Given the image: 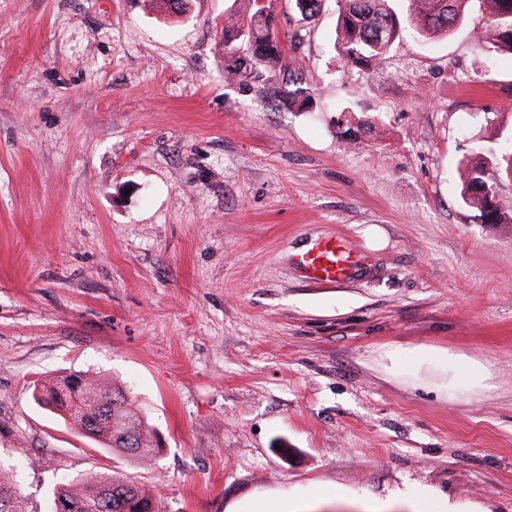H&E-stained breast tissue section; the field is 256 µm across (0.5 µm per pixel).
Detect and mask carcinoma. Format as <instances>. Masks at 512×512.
Returning <instances> with one entry per match:
<instances>
[{"mask_svg": "<svg viewBox=\"0 0 512 512\" xmlns=\"http://www.w3.org/2000/svg\"><path fill=\"white\" fill-rule=\"evenodd\" d=\"M325 0H289L303 17L317 15ZM403 16L388 0H344L336 19L334 47L346 62L366 67L385 59L406 27L423 39L444 37L462 25L471 0H401ZM488 16L489 34L482 38L490 52L512 55V0H477ZM282 62L276 16L265 0H250L246 15L224 21V74L227 78L274 71ZM461 198L485 223L501 220L493 203L497 180L512 176V140L499 148H480L461 163ZM38 404L59 415L102 448L121 452L141 466L153 465L161 453L144 415L127 399L115 379L83 374L48 377L33 386ZM11 467L0 461V512H24L23 496L8 477ZM52 512H156L155 496L111 473L64 479L52 492Z\"/></svg>", "mask_w": 512, "mask_h": 512, "instance_id": "obj_1", "label": "carcinoma"}]
</instances>
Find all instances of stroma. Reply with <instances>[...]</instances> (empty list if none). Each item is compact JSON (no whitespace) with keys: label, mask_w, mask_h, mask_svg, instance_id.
<instances>
[{"label":"stroma","mask_w":512,"mask_h":512,"mask_svg":"<svg viewBox=\"0 0 512 512\" xmlns=\"http://www.w3.org/2000/svg\"><path fill=\"white\" fill-rule=\"evenodd\" d=\"M247 5L0 0V456L26 512L108 470L160 512H409L417 492L512 512V179L484 224L458 175L512 137V55L481 49L474 6L356 68L336 0H273L281 69L228 82L224 17ZM326 237L360 258L350 280L296 267ZM75 371L120 381L155 467L33 400Z\"/></svg>","instance_id":"stroma-1"}]
</instances>
